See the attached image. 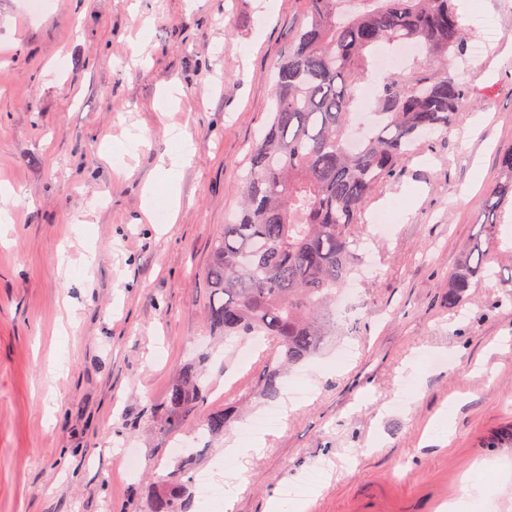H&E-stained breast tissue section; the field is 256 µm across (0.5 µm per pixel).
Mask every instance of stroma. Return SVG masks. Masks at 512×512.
<instances>
[{
	"label": "stroma",
	"instance_id": "35a3bbf8",
	"mask_svg": "<svg viewBox=\"0 0 512 512\" xmlns=\"http://www.w3.org/2000/svg\"><path fill=\"white\" fill-rule=\"evenodd\" d=\"M302 0H0V187L19 196L0 245V512H141L145 469L163 476L196 443L197 417L158 433L177 370L201 362L207 409L241 415L196 469L224 475V450L250 422L310 396L239 468L233 512H267L301 489L307 512H438L470 484L467 512H512V447L482 442L512 423V208L492 240L493 275L448 305V276L480 230L512 147V0H476L467 58L471 106L419 143L368 213L375 273L320 353L260 392L265 353L226 357L205 319L213 238L238 209L250 145L264 124L274 64ZM152 28L136 34L142 16ZM183 93L161 114L157 94ZM195 150L176 223L148 220L144 183L169 124ZM95 260L84 267L86 250ZM447 443L431 434L442 417Z\"/></svg>",
	"mask_w": 512,
	"mask_h": 512
}]
</instances>
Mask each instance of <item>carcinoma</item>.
Wrapping results in <instances>:
<instances>
[{"label":"carcinoma","instance_id":"carcinoma-1","mask_svg":"<svg viewBox=\"0 0 512 512\" xmlns=\"http://www.w3.org/2000/svg\"><path fill=\"white\" fill-rule=\"evenodd\" d=\"M303 0V20L274 64L273 104L249 151L241 209L213 239L206 277L209 333L224 343L267 345L261 392L279 393L285 371L336 335V290L355 272L365 207L396 178L417 145L454 126L471 92L452 60L467 48L454 0ZM412 44L413 70L390 73L377 88L374 119L353 141L357 87L374 70L380 47ZM500 177L483 211V227L500 223L512 205V149L499 157ZM489 248L461 249L448 276L456 306L489 272ZM203 369L180 370L161 409L159 432L179 428L208 394ZM238 410L205 414L200 429L224 436ZM487 448H511L512 424ZM194 450L181 453L160 483L149 485L145 512H190Z\"/></svg>","mask_w":512,"mask_h":512}]
</instances>
